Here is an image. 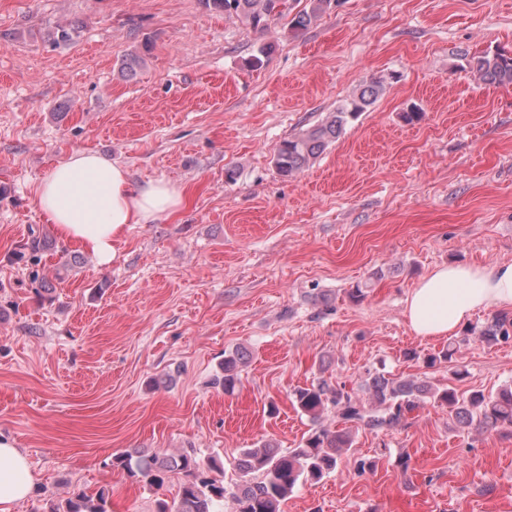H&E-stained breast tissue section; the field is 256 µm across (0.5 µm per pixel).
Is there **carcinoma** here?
Wrapping results in <instances>:
<instances>
[{"label": "carcinoma", "mask_w": 512, "mask_h": 512, "mask_svg": "<svg viewBox=\"0 0 512 512\" xmlns=\"http://www.w3.org/2000/svg\"><path fill=\"white\" fill-rule=\"evenodd\" d=\"M205 6L228 17H236L256 30L288 16L290 0H203ZM337 0H310L309 8L291 19L293 30H305L315 23ZM470 69L490 85L512 84V56L486 52L473 58ZM383 91V84L371 81L363 85L352 99L338 105L318 124L283 140L275 153V165L285 178L304 168L342 134L349 120L372 105ZM478 339L487 344L512 340V316L498 313L482 325ZM469 340L460 336L435 354L425 358L436 363L456 360L461 347ZM242 354L235 351L224 356V376L220 384L224 393L235 391L239 383L238 365ZM292 405L309 417L310 434L296 448L282 450L271 443L245 448L237 463L238 479L225 481L224 464L216 455L200 457L196 452L177 455H143L122 452L112 457V466L150 488L160 489L172 474H181L177 500L159 503L157 512H218L217 505L231 498L233 512H280L279 506L298 487L317 482L336 470L344 451L352 447L353 433L367 429L384 432L404 428L414 419L413 413L430 402L448 407L456 421L479 432L493 431L512 437V384L485 394L468 395L456 387L436 386L424 379L396 378L383 371L368 369L357 386L320 378L292 393ZM332 414L336 425L324 423ZM50 512H108V496L78 494L73 499L50 506Z\"/></svg>", "instance_id": "carcinoma-1"}]
</instances>
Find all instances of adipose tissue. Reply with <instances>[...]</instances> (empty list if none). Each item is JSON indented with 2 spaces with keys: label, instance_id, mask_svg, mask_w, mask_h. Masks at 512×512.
Listing matches in <instances>:
<instances>
[{
  "label": "adipose tissue",
  "instance_id": "adipose-tissue-1",
  "mask_svg": "<svg viewBox=\"0 0 512 512\" xmlns=\"http://www.w3.org/2000/svg\"><path fill=\"white\" fill-rule=\"evenodd\" d=\"M35 202L59 238L111 264L130 225L166 218L183 204L181 192L158 181L133 185L127 171L90 149L54 165L35 188ZM512 308V262L451 264L420 279L405 315L421 337L449 336L481 309ZM34 478L13 440L0 436V512L28 498Z\"/></svg>",
  "mask_w": 512,
  "mask_h": 512
}]
</instances>
